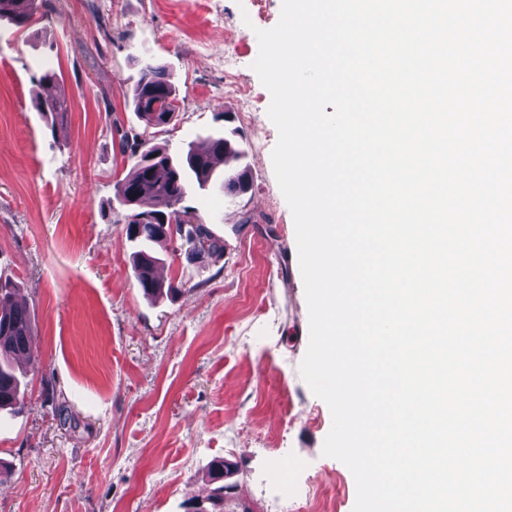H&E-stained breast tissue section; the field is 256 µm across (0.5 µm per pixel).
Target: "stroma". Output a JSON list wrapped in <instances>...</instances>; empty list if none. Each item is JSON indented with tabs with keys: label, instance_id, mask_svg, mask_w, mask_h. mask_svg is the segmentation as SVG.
Instances as JSON below:
<instances>
[{
	"label": "stroma",
	"instance_id": "stroma-1",
	"mask_svg": "<svg viewBox=\"0 0 512 512\" xmlns=\"http://www.w3.org/2000/svg\"><path fill=\"white\" fill-rule=\"evenodd\" d=\"M282 0H50L47 17L0 20V278L16 284L35 336L23 412L0 411V512H185L233 462L231 512H353L350 469L324 456L327 404L300 374L309 315L292 212L272 152L271 96L244 14L274 27ZM164 66L174 121L146 128L132 105L143 62ZM53 69L62 125L33 104ZM257 100L247 112L246 98ZM179 154L235 133L249 190L219 182L184 204L224 250L156 245L146 296L115 184L133 159L124 132Z\"/></svg>",
	"mask_w": 512,
	"mask_h": 512
}]
</instances>
